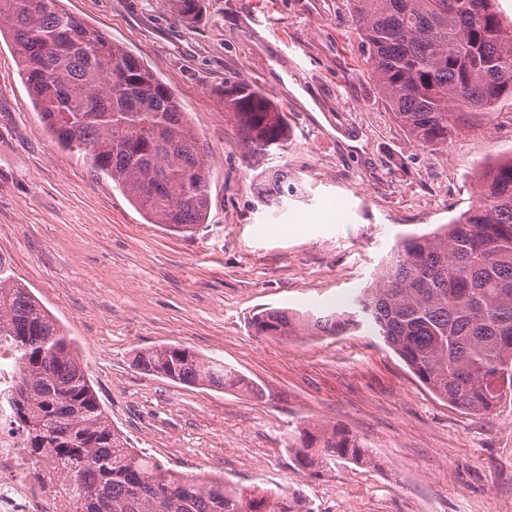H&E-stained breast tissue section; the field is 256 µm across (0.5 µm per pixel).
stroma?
Listing matches in <instances>:
<instances>
[{
    "mask_svg": "<svg viewBox=\"0 0 512 512\" xmlns=\"http://www.w3.org/2000/svg\"><path fill=\"white\" fill-rule=\"evenodd\" d=\"M141 59L180 100L212 167L206 224L149 223L43 124L0 36V261L75 339L93 387L133 447L191 473L300 494L320 512H512V396L474 415L428 392L367 326L270 338L265 307L317 313L352 300L404 238L476 200L477 172L512 154V99L452 120L422 147L371 76L351 0H61ZM246 83L288 119V144L251 155L224 92ZM299 189L265 205L257 167ZM181 343L230 364L261 395L188 387L135 368ZM336 425L373 466L320 480L286 450L296 427Z\"/></svg>",
    "mask_w": 512,
    "mask_h": 512,
    "instance_id": "35a3bbf8",
    "label": "stroma"
}]
</instances>
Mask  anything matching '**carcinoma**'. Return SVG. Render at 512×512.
Listing matches in <instances>:
<instances>
[{
  "label": "carcinoma",
  "mask_w": 512,
  "mask_h": 512,
  "mask_svg": "<svg viewBox=\"0 0 512 512\" xmlns=\"http://www.w3.org/2000/svg\"><path fill=\"white\" fill-rule=\"evenodd\" d=\"M353 2L380 94L417 144H448L456 110H490L512 98V26L497 0ZM4 31L60 147L89 156L150 223L192 234L206 222L209 160L174 92L142 61L60 0H0ZM225 98L250 150L284 149L288 122L269 99L248 84ZM295 193L277 176L266 203L281 208ZM364 323L454 407L486 414L512 393V157L478 180L468 210L399 243L349 309L307 315L269 307L251 326L258 336L288 338L338 336ZM0 335L17 357L30 453L57 466L70 512H315L300 494L177 471L132 447L74 341L2 265ZM132 365L191 387L260 394L224 361L179 343L137 350ZM287 448L311 478L329 475L338 461L373 464L364 443L337 426L304 428Z\"/></svg>",
  "instance_id": "cac0c4a2"
}]
</instances>
